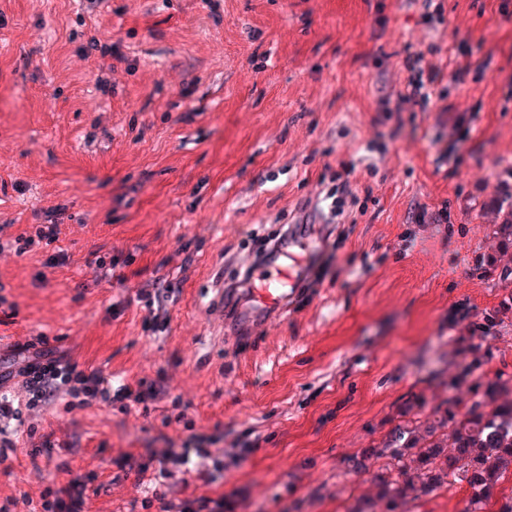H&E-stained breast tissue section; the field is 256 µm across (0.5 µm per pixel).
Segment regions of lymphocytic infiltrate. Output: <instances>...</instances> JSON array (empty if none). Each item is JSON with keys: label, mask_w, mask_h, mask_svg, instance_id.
Wrapping results in <instances>:
<instances>
[{"label": "lymphocytic infiltrate", "mask_w": 512, "mask_h": 512, "mask_svg": "<svg viewBox=\"0 0 512 512\" xmlns=\"http://www.w3.org/2000/svg\"><path fill=\"white\" fill-rule=\"evenodd\" d=\"M453 62H444V55ZM471 62L461 46L447 51L428 47L408 53L400 70L406 75L403 89L380 100L382 111L424 112L432 99H445L448 86L463 80ZM348 179L336 175L319 192L313 211L324 223L344 218L346 205H357ZM174 376L159 370L152 379L113 383L100 369H88L70 351L52 346L47 336H26L11 342L0 358V464L15 456L19 445L29 447L30 459L52 452L53 433L43 432L37 412L62 404L65 412L101 404L118 405L122 413L149 411L162 402L183 407L182 396L173 395ZM112 463L134 477L137 496L129 501L131 512H239L241 499L220 493L190 492L192 480L211 485L224 479V436L220 433H189L163 437L161 444H147L143 453L118 451ZM90 475H74L66 482L48 480L39 498L24 489L0 500V512H86Z\"/></svg>", "instance_id": "1"}]
</instances>
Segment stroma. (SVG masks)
I'll list each match as a JSON object with an SVG mask.
<instances>
[{
  "label": "stroma",
  "instance_id": "35a3bbf8",
  "mask_svg": "<svg viewBox=\"0 0 512 512\" xmlns=\"http://www.w3.org/2000/svg\"><path fill=\"white\" fill-rule=\"evenodd\" d=\"M444 8L429 34L402 0H0V239L63 225L50 246L0 252V296L17 308L0 337L59 338L118 379L175 369L195 431L223 433L233 458L214 491L248 490L250 512H343L358 484L343 458L381 438L405 396H444L429 376L454 370L453 311L481 318L512 296L480 267L512 268L493 202L512 168V20L498 0ZM454 40L474 64L446 101L472 105L463 125L437 102L379 111L405 53ZM336 172L360 205L329 236L307 227L322 262L299 298L252 334L212 313L216 274L304 221ZM60 250L68 264L44 268ZM118 251L121 288L89 266ZM152 285L175 288L153 337L137 297ZM42 425L71 443L39 456L45 477L96 473L88 512L123 504L113 454L183 431L108 407ZM323 482L338 498L309 501Z\"/></svg>",
  "mask_w": 512,
  "mask_h": 512
}]
</instances>
